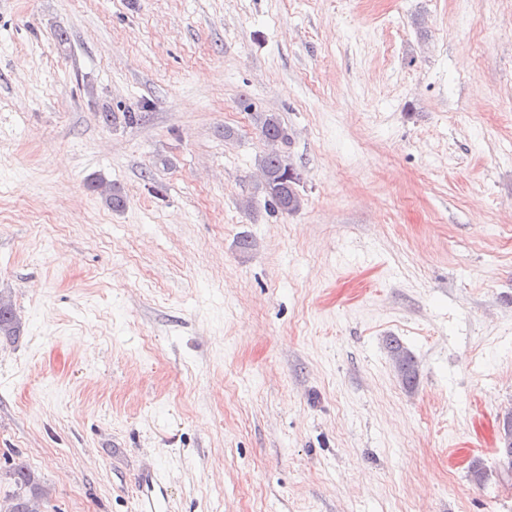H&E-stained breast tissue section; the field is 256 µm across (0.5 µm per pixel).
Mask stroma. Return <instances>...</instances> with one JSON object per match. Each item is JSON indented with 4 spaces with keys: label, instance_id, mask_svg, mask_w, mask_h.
Masks as SVG:
<instances>
[{
    "label": "stroma",
    "instance_id": "obj_1",
    "mask_svg": "<svg viewBox=\"0 0 512 512\" xmlns=\"http://www.w3.org/2000/svg\"><path fill=\"white\" fill-rule=\"evenodd\" d=\"M0 293L41 512H512V0H0ZM256 121L268 147L259 159V168L270 211L281 215L296 213L303 203L297 189L300 177L280 150V145L288 140V129L276 112H260ZM20 319L10 298L0 294V337L19 336ZM386 346L403 386L408 390H413L418 383L415 357L396 337L387 339ZM166 483V476L156 469L143 470L138 477L141 512H160L159 493Z\"/></svg>",
    "mask_w": 512,
    "mask_h": 512
}]
</instances>
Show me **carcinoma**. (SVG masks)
<instances>
[{
	"label": "carcinoma",
	"instance_id": "1",
	"mask_svg": "<svg viewBox=\"0 0 512 512\" xmlns=\"http://www.w3.org/2000/svg\"><path fill=\"white\" fill-rule=\"evenodd\" d=\"M261 135L267 143V151L259 159V168L263 175V190L268 206L277 214H293L298 212L303 200L297 186L300 180L296 169L282 154L280 145L288 140V129L277 112H260L256 116ZM95 188L100 190L105 202L113 210L123 207L121 191L104 182ZM20 333V319L10 298L0 295V337H17ZM386 346L394 363L403 386L412 390L418 383V368L413 354L396 338L387 339ZM498 453L512 467V415L502 423ZM8 476L16 487V493L0 501V512H37L39 502L46 496L45 488L38 482L34 474L22 462H16L8 470Z\"/></svg>",
	"mask_w": 512,
	"mask_h": 512
}]
</instances>
